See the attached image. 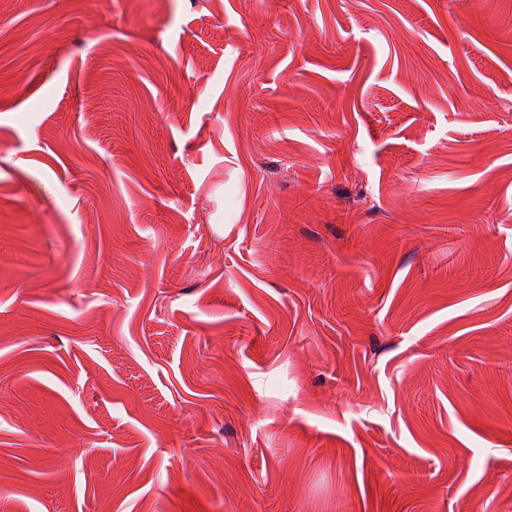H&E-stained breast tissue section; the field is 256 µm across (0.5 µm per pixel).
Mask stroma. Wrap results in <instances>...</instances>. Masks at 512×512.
I'll return each instance as SVG.
<instances>
[{"label":"stroma","instance_id":"stroma-1","mask_svg":"<svg viewBox=\"0 0 512 512\" xmlns=\"http://www.w3.org/2000/svg\"><path fill=\"white\" fill-rule=\"evenodd\" d=\"M0 512H512V0H0Z\"/></svg>","mask_w":512,"mask_h":512}]
</instances>
